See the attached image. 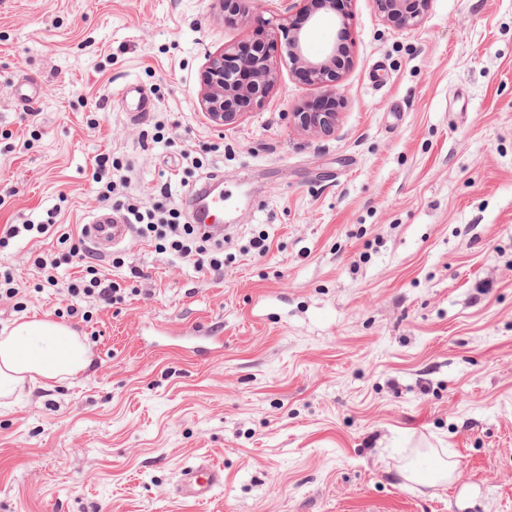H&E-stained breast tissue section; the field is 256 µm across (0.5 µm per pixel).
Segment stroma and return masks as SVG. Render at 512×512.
Wrapping results in <instances>:
<instances>
[{
  "label": "stroma",
  "mask_w": 512,
  "mask_h": 512,
  "mask_svg": "<svg viewBox=\"0 0 512 512\" xmlns=\"http://www.w3.org/2000/svg\"><path fill=\"white\" fill-rule=\"evenodd\" d=\"M278 22L275 0L230 24L220 0H0V226L116 211L101 154L138 205L213 176L235 206L222 271L132 232L95 258L124 302L73 316L34 264L77 277L68 245L0 250V329L55 320L90 355L0 404V512H512V0H429L415 26L355 0L334 133L295 126L323 92L284 64L215 126L208 56ZM447 459L458 477L404 476ZM203 460L223 486L179 498ZM109 161V157L106 159H102L97 163V169H96V183L101 184V187L99 188L100 191L98 192V196L101 199H109L111 197V194H114V192L118 188V184H121L123 181V176L118 174L119 170L122 169V167L116 162H111V167L107 166V163ZM112 174H111V170ZM116 171V173H114ZM224 484V469L211 462L202 461L181 471L177 495L185 500L205 503L211 499L215 488Z\"/></svg>",
  "instance_id": "35a3bbf8"
}]
</instances>
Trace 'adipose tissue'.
<instances>
[{
	"instance_id": "adipose-tissue-1",
	"label": "adipose tissue",
	"mask_w": 512,
	"mask_h": 512,
	"mask_svg": "<svg viewBox=\"0 0 512 512\" xmlns=\"http://www.w3.org/2000/svg\"><path fill=\"white\" fill-rule=\"evenodd\" d=\"M88 350L67 325L44 319L24 320L0 336V398L24 384L50 387L84 371Z\"/></svg>"
}]
</instances>
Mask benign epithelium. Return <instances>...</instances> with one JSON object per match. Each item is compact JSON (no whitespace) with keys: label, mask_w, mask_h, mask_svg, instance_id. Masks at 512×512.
Masks as SVG:
<instances>
[{"label":"benign epithelium","mask_w":512,"mask_h":512,"mask_svg":"<svg viewBox=\"0 0 512 512\" xmlns=\"http://www.w3.org/2000/svg\"><path fill=\"white\" fill-rule=\"evenodd\" d=\"M285 3V13L279 24L285 40V52L291 70L303 72L309 83L324 89V95L336 97L335 85L340 72L352 62L351 50L345 43L353 0H304L303 7L290 14L293 6ZM382 16L402 26L418 24L424 15L427 0H376ZM335 15L336 42L321 55L307 52L308 35L320 20L319 10ZM250 54L241 50H222L208 57L201 80L200 107L209 120L218 126L240 121L254 106L260 104L277 82V69L271 60L269 44L262 41L248 46ZM296 126L306 132L329 135L338 122L336 112H309L299 109L292 113Z\"/></svg>","instance_id":"7a95c632"}]
</instances>
